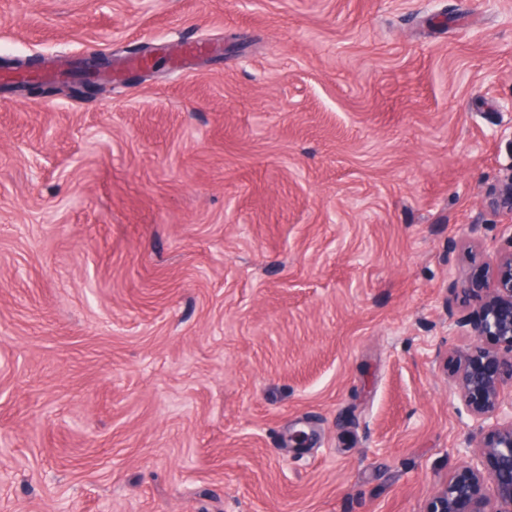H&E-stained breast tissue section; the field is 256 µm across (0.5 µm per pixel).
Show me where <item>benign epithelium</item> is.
Returning <instances> with one entry per match:
<instances>
[{
    "label": "benign epithelium",
    "mask_w": 512,
    "mask_h": 512,
    "mask_svg": "<svg viewBox=\"0 0 512 512\" xmlns=\"http://www.w3.org/2000/svg\"><path fill=\"white\" fill-rule=\"evenodd\" d=\"M497 203L512 213V173L502 180ZM477 302V319L456 322L475 345L459 360L455 383L477 433L489 440L478 445L476 462L448 476L423 512H512V395L502 394L504 382H512V248L498 252Z\"/></svg>",
    "instance_id": "obj_1"
}]
</instances>
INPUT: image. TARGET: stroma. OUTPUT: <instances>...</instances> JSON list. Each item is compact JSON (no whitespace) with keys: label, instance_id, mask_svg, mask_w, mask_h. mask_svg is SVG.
<instances>
[{"label":"stroma","instance_id":"1","mask_svg":"<svg viewBox=\"0 0 512 512\" xmlns=\"http://www.w3.org/2000/svg\"><path fill=\"white\" fill-rule=\"evenodd\" d=\"M98 53L0 83V512H423L512 224V0H0L1 72Z\"/></svg>","mask_w":512,"mask_h":512}]
</instances>
